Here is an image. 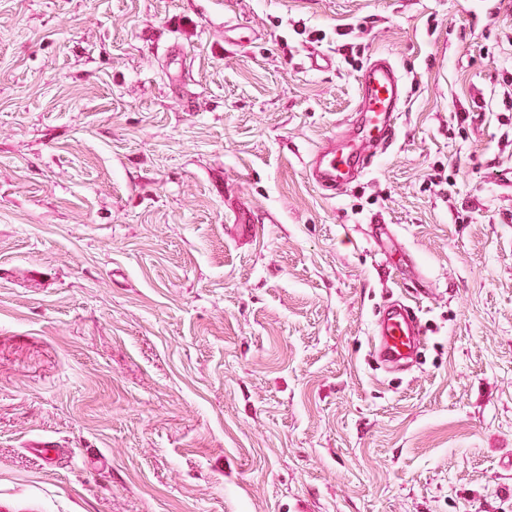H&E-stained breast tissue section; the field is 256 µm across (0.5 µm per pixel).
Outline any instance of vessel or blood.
<instances>
[{"instance_id": "vessel-or-blood-1", "label": "vessel or blood", "mask_w": 512, "mask_h": 512, "mask_svg": "<svg viewBox=\"0 0 512 512\" xmlns=\"http://www.w3.org/2000/svg\"><path fill=\"white\" fill-rule=\"evenodd\" d=\"M359 107L344 134L322 146L312 161V178L320 188H347L370 159L395 140L398 117L406 97L402 76L387 56L363 67L358 76ZM375 333L379 351L389 362L412 354L421 333L408 307L394 305L380 315Z\"/></svg>"}]
</instances>
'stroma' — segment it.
<instances>
[{"label":"stroma","instance_id":"stroma-1","mask_svg":"<svg viewBox=\"0 0 512 512\" xmlns=\"http://www.w3.org/2000/svg\"><path fill=\"white\" fill-rule=\"evenodd\" d=\"M510 88L512 0H0V512H512ZM359 107L344 134L322 146L312 161V178L324 190L341 191L370 159L395 140L406 97L404 79L385 55L358 76ZM375 333L381 336L382 357L388 362H398L415 351L421 329L408 307L394 305L378 317Z\"/></svg>","mask_w":512,"mask_h":512}]
</instances>
